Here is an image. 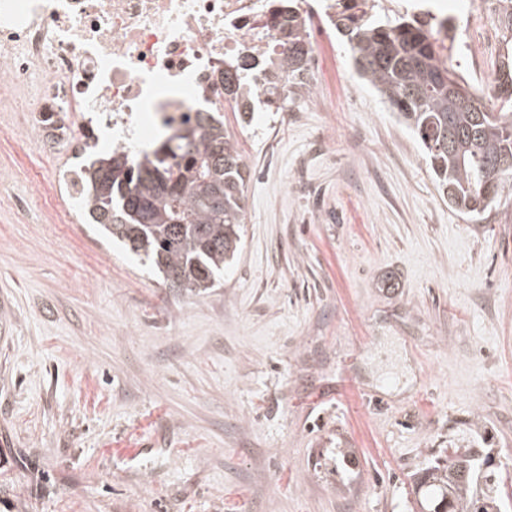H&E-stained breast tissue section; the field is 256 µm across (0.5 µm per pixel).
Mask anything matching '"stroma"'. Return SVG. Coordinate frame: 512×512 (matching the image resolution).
Masks as SVG:
<instances>
[{
	"instance_id": "35a3bbf8",
	"label": "stroma",
	"mask_w": 512,
	"mask_h": 512,
	"mask_svg": "<svg viewBox=\"0 0 512 512\" xmlns=\"http://www.w3.org/2000/svg\"><path fill=\"white\" fill-rule=\"evenodd\" d=\"M461 39L493 73L492 19ZM320 70L323 105L225 113L245 222L199 296L72 212L68 149L0 112V512H412L452 441L507 462L512 512V199L450 208L344 41Z\"/></svg>"
}]
</instances>
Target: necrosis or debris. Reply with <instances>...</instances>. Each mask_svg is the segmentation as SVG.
Returning a JSON list of instances; mask_svg holds the SVG:
<instances>
[{
	"instance_id": "obj_1",
	"label": "necrosis or debris",
	"mask_w": 512,
	"mask_h": 512,
	"mask_svg": "<svg viewBox=\"0 0 512 512\" xmlns=\"http://www.w3.org/2000/svg\"><path fill=\"white\" fill-rule=\"evenodd\" d=\"M336 0H0V112L38 142L142 159L187 115L229 111L221 72L283 53L289 15Z\"/></svg>"
}]
</instances>
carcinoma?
I'll return each mask as SVG.
<instances>
[{"label":"carcinoma","instance_id":"1","mask_svg":"<svg viewBox=\"0 0 512 512\" xmlns=\"http://www.w3.org/2000/svg\"><path fill=\"white\" fill-rule=\"evenodd\" d=\"M332 25L346 38L358 76L421 146L448 207L479 217L512 194V61L498 66L486 100L453 65L457 26L449 19L382 16L365 0H336ZM284 44L287 61L264 64L265 85L271 94L303 95L307 26L291 12ZM224 94L236 119L250 125L261 101L239 70L224 69ZM247 175L224 120L196 112L152 158L91 160L85 212L107 240L199 294L215 286L238 251ZM491 460L486 448H454L414 473V494L427 512H501L502 470ZM461 465L469 476L458 481L452 472Z\"/></svg>","mask_w":512,"mask_h":512}]
</instances>
